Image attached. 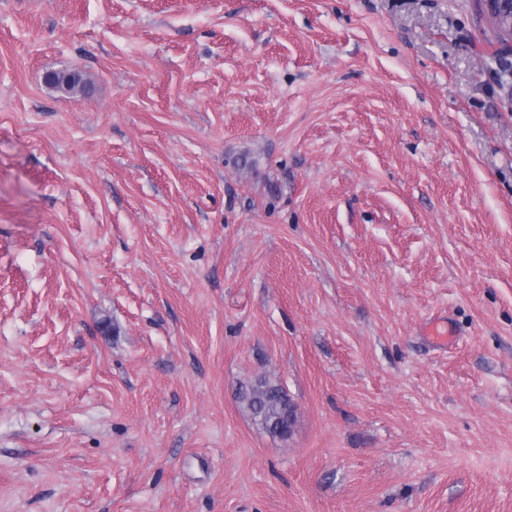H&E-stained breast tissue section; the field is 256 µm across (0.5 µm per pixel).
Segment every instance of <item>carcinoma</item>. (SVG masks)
<instances>
[{
    "label": "carcinoma",
    "instance_id": "obj_1",
    "mask_svg": "<svg viewBox=\"0 0 512 512\" xmlns=\"http://www.w3.org/2000/svg\"><path fill=\"white\" fill-rule=\"evenodd\" d=\"M239 401L265 432L280 437L291 432L296 407L280 385L258 379L240 388Z\"/></svg>",
    "mask_w": 512,
    "mask_h": 512
}]
</instances>
